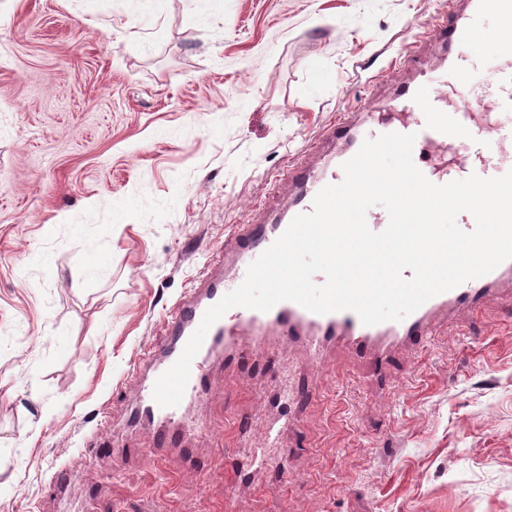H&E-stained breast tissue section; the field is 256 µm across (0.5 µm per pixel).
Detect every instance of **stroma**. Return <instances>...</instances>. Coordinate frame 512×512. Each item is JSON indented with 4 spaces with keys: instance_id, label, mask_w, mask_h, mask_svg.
Segmentation results:
<instances>
[{
    "instance_id": "obj_1",
    "label": "stroma",
    "mask_w": 512,
    "mask_h": 512,
    "mask_svg": "<svg viewBox=\"0 0 512 512\" xmlns=\"http://www.w3.org/2000/svg\"><path fill=\"white\" fill-rule=\"evenodd\" d=\"M448 4L0 0V512H512L508 279L382 372L333 348L271 372L215 360L184 452L154 449L124 386L324 127L415 80L391 61ZM475 23L458 63L483 101L512 58L494 15ZM418 58L454 100L444 49ZM284 411L276 468H246Z\"/></svg>"
}]
</instances>
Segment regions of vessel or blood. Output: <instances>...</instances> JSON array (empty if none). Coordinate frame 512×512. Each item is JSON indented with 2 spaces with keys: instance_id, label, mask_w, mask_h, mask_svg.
I'll return each mask as SVG.
<instances>
[{
  "instance_id": "1",
  "label": "vessel or blood",
  "mask_w": 512,
  "mask_h": 512,
  "mask_svg": "<svg viewBox=\"0 0 512 512\" xmlns=\"http://www.w3.org/2000/svg\"><path fill=\"white\" fill-rule=\"evenodd\" d=\"M477 12L492 13L498 17L501 29H512V0H450L447 13L421 21L417 33L435 38L445 46L449 59H457L478 33L472 22ZM502 85L508 90L507 96H496L492 103L473 101L426 111L422 105L432 95L431 85L417 82L399 91L392 111L347 113L343 119L326 126L322 138L328 143L348 141V152L353 155L366 139V124L375 122L386 133L415 134L414 162L434 184L449 183L454 173L462 179L472 175L498 177L502 174L498 158L487 156L474 162L461 154L452 157L450 167L444 168L435 165L428 153L432 147L447 144L453 132L487 138L494 130L489 119L491 110H512V70L504 72ZM341 172V165L328 158L299 163L286 177L293 191L285 213H258L250 223L235 225L208 270L168 310L161 321V339L144 349L130 375L137 397L136 414L152 430L156 447L174 446L180 434L197 430L196 424L185 416L182 405L162 407L155 402L156 380L178 360L205 312L243 282L249 264L284 233L295 216L311 212L313 200L324 186L341 183ZM509 276H512V259L480 278L430 298L403 320L370 326L349 310L320 315L292 301L279 302L266 312L231 308L209 328L194 357L184 402L211 394L208 367L217 354L238 363L252 362L269 330L282 339L304 343L312 355L334 344L372 365H385L391 346L403 344L415 350L424 347L439 328V316L455 308L479 306Z\"/></svg>"
}]
</instances>
